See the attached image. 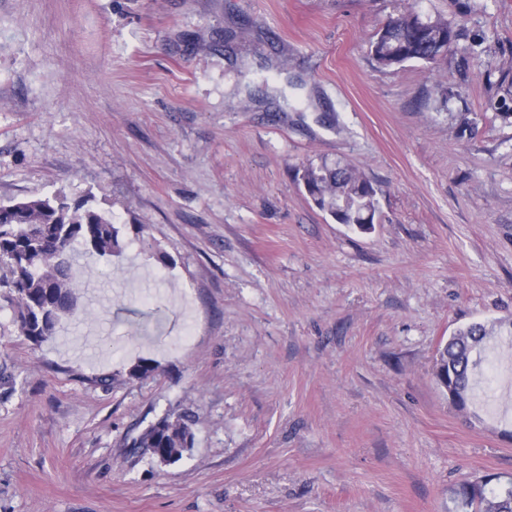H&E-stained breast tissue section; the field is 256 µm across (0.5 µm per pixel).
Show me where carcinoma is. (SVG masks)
I'll return each mask as SVG.
<instances>
[{"mask_svg":"<svg viewBox=\"0 0 512 512\" xmlns=\"http://www.w3.org/2000/svg\"><path fill=\"white\" fill-rule=\"evenodd\" d=\"M396 17L370 41V51L384 67L418 59L435 64L448 55V41L457 36L450 22L436 17L424 20L416 0H396ZM317 208L334 216L341 213L345 224L361 223L365 215L375 218L378 201L372 183L363 173L340 163H310L302 175ZM120 230L112 219L76 202L70 206L58 197L35 198L8 205L0 204V288L3 298L18 310V328L38 345L54 337L63 317L75 314L73 288L77 280L74 261L82 245L99 255L122 250ZM66 252L70 261H58ZM512 335V319L500 320L488 329L473 323L451 337L438 350L436 377L439 385L464 409L472 397L469 374L477 365L471 359L492 333ZM192 415L163 416L150 423L131 440L153 458L165 456L166 463L181 459L194 445ZM495 475L465 479L454 490L459 512H512V486L499 491L492 486Z\"/></svg>","mask_w":512,"mask_h":512,"instance_id":"cac0c4a2","label":"carcinoma"}]
</instances>
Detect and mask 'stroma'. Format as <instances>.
<instances>
[{
  "mask_svg": "<svg viewBox=\"0 0 512 512\" xmlns=\"http://www.w3.org/2000/svg\"><path fill=\"white\" fill-rule=\"evenodd\" d=\"M418 9L458 33L434 66L372 57L394 0H0V202L85 199L125 243L41 345L0 299V512H454L512 479V413L435 378L512 318V0ZM322 159L376 188L368 230L308 196ZM186 411L178 462L130 448ZM506 331L512 336V319L500 320L490 330L484 324L473 323L451 337L438 350L436 358V377L439 385L454 397L453 403L459 408H466L472 397L469 388V374L477 365L471 359V353L481 347L494 332ZM495 475L465 479L454 490V499L460 512H512V483L505 491H499L492 482Z\"/></svg>",
  "mask_w": 512,
  "mask_h": 512,
  "instance_id": "1",
  "label": "stroma"
}]
</instances>
